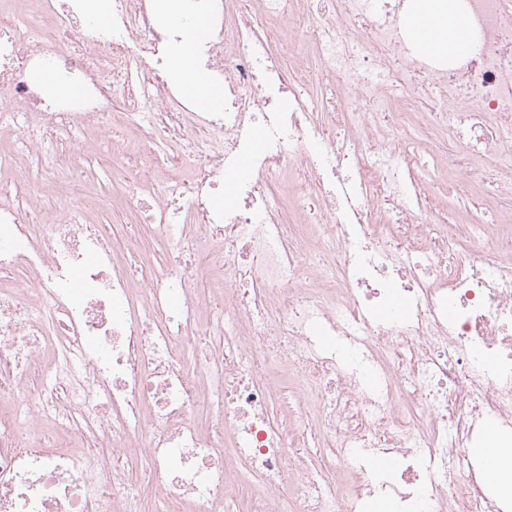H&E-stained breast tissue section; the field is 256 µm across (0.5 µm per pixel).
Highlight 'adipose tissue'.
<instances>
[{
    "label": "adipose tissue",
    "instance_id": "obj_1",
    "mask_svg": "<svg viewBox=\"0 0 512 512\" xmlns=\"http://www.w3.org/2000/svg\"><path fill=\"white\" fill-rule=\"evenodd\" d=\"M409 27L421 48L430 54L445 53L449 46L472 38L461 0H418Z\"/></svg>",
    "mask_w": 512,
    "mask_h": 512
}]
</instances>
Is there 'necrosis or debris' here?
I'll list each match as a JSON object with an SVG mask.
<instances>
[{"label": "necrosis or debris", "mask_w": 512, "mask_h": 512, "mask_svg": "<svg viewBox=\"0 0 512 512\" xmlns=\"http://www.w3.org/2000/svg\"><path fill=\"white\" fill-rule=\"evenodd\" d=\"M464 2L476 39L447 60L405 0H208L192 68L224 109L202 112L154 0L104 27L81 0H0V170L36 176L21 204L0 181V512H144L150 488L165 512H512L469 454L484 421L512 438V228L488 239L460 194L476 164L512 183V0ZM47 65L79 95L33 83ZM104 141L149 213L121 236L43 204ZM144 159L190 175L155 191ZM380 453L393 481L363 476Z\"/></svg>", "instance_id": "1"}]
</instances>
